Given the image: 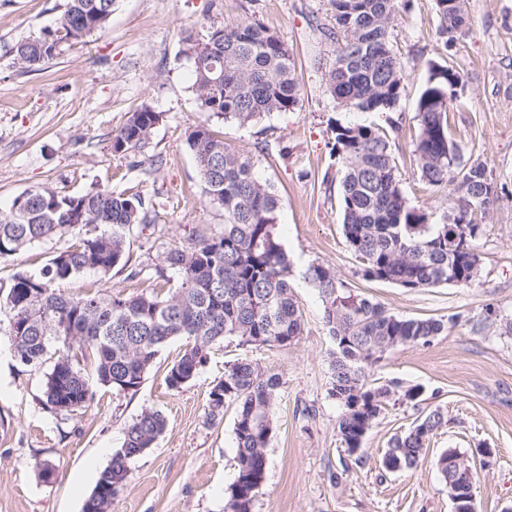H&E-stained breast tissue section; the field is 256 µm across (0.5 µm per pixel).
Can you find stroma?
Listing matches in <instances>:
<instances>
[{"label": "stroma", "instance_id": "obj_1", "mask_svg": "<svg viewBox=\"0 0 512 512\" xmlns=\"http://www.w3.org/2000/svg\"><path fill=\"white\" fill-rule=\"evenodd\" d=\"M64 0H0V210L22 191L50 186L68 194L94 188L144 197L149 224L130 236V251L153 276L172 245L224 232V211L207 201L186 147L188 131L211 122L192 92L183 53L186 30L206 34L243 20L276 33L292 52L304 96L294 111L247 126L216 123L225 142L249 157L279 199L278 232L288 254L302 336L288 348L217 346L194 381L180 390L165 382L184 342L160 350L136 394L99 387L94 401L70 415L45 403L46 367L20 364L9 337L6 296L13 274L40 270L70 237L35 244L0 261V512H83L100 472L121 448L126 426L143 409L162 412L167 428L154 448L134 460L111 512H224L237 473L234 407L208 421V394L226 366L247 358L279 373L274 430L265 480L252 512H452L437 456L456 448L478 471L477 512L512 507V0H466L472 26L450 48L436 31L434 0H408L392 29L404 67V89L393 114L347 111L326 90L335 46L321 33L328 0H117L105 32L73 45L35 72L13 63L21 39L55 26ZM457 69L464 103L448 114V131L467 154L493 169L508 193L490 212L476 241L475 281L406 290L362 278L342 233L339 180L330 156L334 122H402L392 141L409 199L432 221L449 206L445 191L416 173L413 142L417 101L427 61ZM150 104L163 115L149 143L128 153L112 138L131 112ZM314 263L346 286L403 317L455 318L427 345H400L367 371L373 383L418 385L416 401L381 412L357 454L338 433L341 406L332 396L331 354L318 291L304 279ZM144 278L113 269L111 279L87 273L64 283L69 294L129 293ZM447 417L417 468L382 465L390 438L433 409ZM492 451L483 460L480 449ZM50 460L57 477H41Z\"/></svg>", "mask_w": 512, "mask_h": 512}]
</instances>
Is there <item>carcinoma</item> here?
I'll list each match as a JSON object with an SVG mask.
<instances>
[{"label":"carcinoma","mask_w":512,"mask_h":512,"mask_svg":"<svg viewBox=\"0 0 512 512\" xmlns=\"http://www.w3.org/2000/svg\"><path fill=\"white\" fill-rule=\"evenodd\" d=\"M116 0H65L55 27L18 41L14 63L37 71L74 42L104 32ZM332 23L322 35L336 43V58L327 88L336 103L357 112H390L399 102L404 72L391 43L399 0H328ZM437 35L451 46L465 33L469 17L465 0H435ZM184 54L192 61L193 84L200 111L223 122L247 125L293 111L303 86L285 43L263 25L248 20L212 27L203 39L187 31ZM223 57L224 82L197 65L209 54ZM428 78L419 96L415 120L414 161L420 180L448 189L457 204L442 222L407 197L391 149L400 126L342 124L331 129V155L342 166L340 205L344 238L361 265V275L406 289L470 285L478 274L476 241L482 220L500 204L505 185L478 160L464 161L461 146L448 133V112L462 103L465 83L457 70L427 63ZM162 122L149 104L132 112L113 137L116 153L139 148ZM186 145L205 186L209 202L224 209V234L198 237L171 248L165 267L179 274V284L162 294L147 286L131 294L71 295L58 285L88 271L106 277L116 267L143 272L132 262L128 240L148 220L138 194L108 189L79 195L48 186L17 195L0 212V260L14 257L41 241L69 235L72 243L54 255L37 274L18 271L6 296L11 314L9 335L14 356L40 367L50 348L64 352L46 373L50 408L72 414L94 398L96 386L135 394L161 347L173 338L186 341L183 354L167 371L169 388L191 383L217 344L231 339L240 346L286 348L302 335L304 322L294 298L288 255L277 233L278 198L260 180L252 161L224 142L210 125L188 133ZM323 303V322L336 343L330 363L331 395L342 406L338 423L347 449L362 439L392 401H415L421 389L398 381L371 383L367 368L405 344L426 345L448 329L442 318H406L387 312L370 298L354 293L322 264L306 271ZM93 355V372L76 366L73 347ZM279 374L248 359L224 371L208 394L209 415L236 408L234 434L237 475L225 512H252L264 482L266 448L274 429L272 409ZM435 409L394 435L383 456L390 471L412 470L428 442L444 424ZM162 413L145 408L127 426L122 447L100 472L83 512H109L123 488L130 464L164 432ZM448 452L436 466L451 488H470L467 477L448 470Z\"/></svg>","instance_id":"cac0c4a2"}]
</instances>
